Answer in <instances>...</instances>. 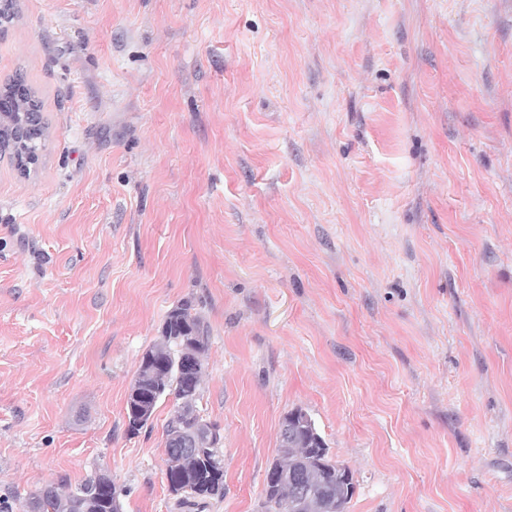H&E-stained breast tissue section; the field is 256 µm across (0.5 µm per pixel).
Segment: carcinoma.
I'll return each mask as SVG.
<instances>
[{
  "instance_id": "obj_1",
  "label": "carcinoma",
  "mask_w": 512,
  "mask_h": 512,
  "mask_svg": "<svg viewBox=\"0 0 512 512\" xmlns=\"http://www.w3.org/2000/svg\"><path fill=\"white\" fill-rule=\"evenodd\" d=\"M207 330L185 302L168 311L157 341L143 354L126 402L128 431L136 434L153 417L159 402L174 396L165 427L168 490L179 506L204 508L224 500V455L220 428L202 426L198 411ZM314 425L292 429L280 423L278 472L288 482L266 480L264 512H348L355 493L351 472L332 461ZM31 512H121L112 478L97 472L73 486L65 477L41 487L29 501Z\"/></svg>"
}]
</instances>
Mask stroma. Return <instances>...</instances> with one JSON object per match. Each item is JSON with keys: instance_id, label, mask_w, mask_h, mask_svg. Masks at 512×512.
Here are the masks:
<instances>
[{"instance_id": "35a3bbf8", "label": "stroma", "mask_w": 512, "mask_h": 512, "mask_svg": "<svg viewBox=\"0 0 512 512\" xmlns=\"http://www.w3.org/2000/svg\"><path fill=\"white\" fill-rule=\"evenodd\" d=\"M0 78L50 135L0 159V512L95 470L180 512L167 312L208 329L224 499L261 512L306 410L348 512H512V0H20Z\"/></svg>"}]
</instances>
